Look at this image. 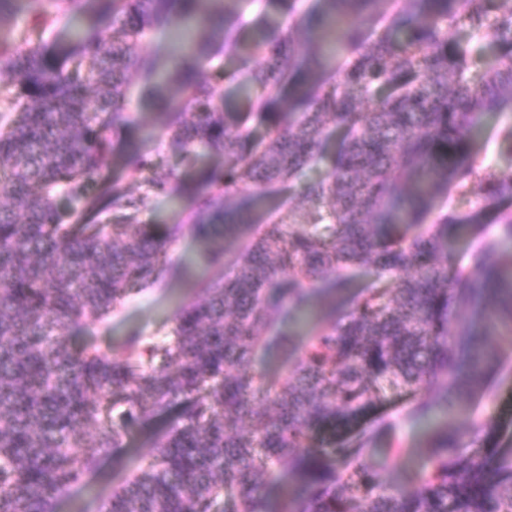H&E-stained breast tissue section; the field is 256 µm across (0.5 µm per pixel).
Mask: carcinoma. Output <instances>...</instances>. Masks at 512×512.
Here are the masks:
<instances>
[{
    "mask_svg": "<svg viewBox=\"0 0 512 512\" xmlns=\"http://www.w3.org/2000/svg\"><path fill=\"white\" fill-rule=\"evenodd\" d=\"M0 0V512H54L56 500L127 447L135 428L176 410L149 464L107 512H269L273 465L300 476L279 512H512V453L490 445L482 414L426 434L409 489L382 486L360 460L366 418L386 393L406 418L488 394L499 367L483 328L448 331L454 304L512 331V174L483 164L474 130L512 105V0H394L377 32L356 17L375 0H317L289 24L269 16L246 36L235 0H28L18 25ZM93 13L70 45L55 25ZM189 47L162 60L136 45L152 29ZM501 54L471 47L487 35ZM250 68L236 102L219 96ZM164 111V153L114 139L133 123L131 79ZM383 93L375 107L362 104ZM203 155L221 162L201 166ZM328 158L302 204L263 220L269 193ZM141 188L135 193L130 184ZM252 190L238 196L240 188ZM480 187L493 235L448 267V232L469 223L434 200ZM185 203L175 224L142 218L146 199ZM260 228L244 238L252 225ZM186 233L236 273L214 280L154 336L127 337L118 358L80 343L131 294L175 275L167 246ZM377 280L344 298L349 271ZM332 296L329 322L305 337L272 402L249 367L286 350L280 326ZM474 445L464 454L461 444Z\"/></svg>",
    "mask_w": 512,
    "mask_h": 512,
    "instance_id": "carcinoma-1",
    "label": "carcinoma"
}]
</instances>
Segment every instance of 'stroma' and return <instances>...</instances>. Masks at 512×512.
<instances>
[{"label": "stroma", "instance_id": "stroma-1", "mask_svg": "<svg viewBox=\"0 0 512 512\" xmlns=\"http://www.w3.org/2000/svg\"><path fill=\"white\" fill-rule=\"evenodd\" d=\"M134 123L128 133L130 140L145 148L158 147L164 138V124L156 107L144 98H131L127 105ZM512 127V107L508 106L487 117L486 128L478 143L481 157L486 164L501 172H512V157L499 154L498 134ZM174 265L181 267L180 280L165 287L145 289L122 308L113 312L110 329L90 327L84 329L86 339L104 351L120 355L125 336L133 331L150 336L170 322L177 307L192 301L198 289L206 282L219 277H232L234 257H227L222 268H214L204 258V248L189 235L174 238L168 248ZM490 339L501 354L500 371L491 377L494 398H485L476 404L478 413L505 417L512 414V334L506 331L491 333ZM292 362L287 354L258 353L251 367L255 385L261 395L273 398L277 382L289 376ZM387 421L386 428L367 445L362 453L366 464L380 470L382 483L391 488L410 487L420 472L424 456L411 455L414 439L423 431L422 425L413 424L405 417L404 399L392 397L381 409ZM402 443L401 454H394L392 446ZM153 452L150 434L135 432L127 453L107 459L89 476L83 485L61 496L56 512H104L115 489L144 467Z\"/></svg>", "mask_w": 512, "mask_h": 512}]
</instances>
